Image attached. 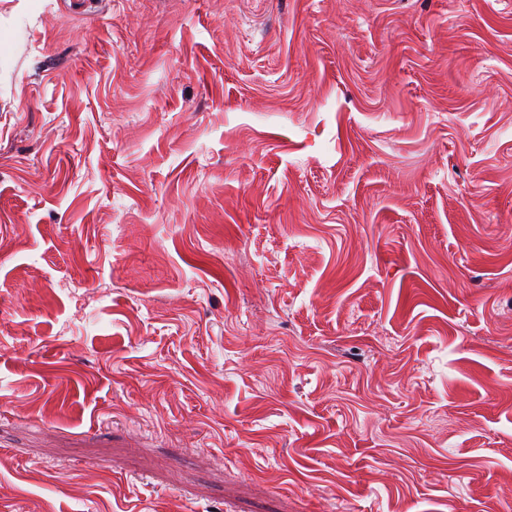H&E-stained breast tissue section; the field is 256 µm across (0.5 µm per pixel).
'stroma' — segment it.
<instances>
[{
    "label": "stroma",
    "instance_id": "obj_1",
    "mask_svg": "<svg viewBox=\"0 0 512 512\" xmlns=\"http://www.w3.org/2000/svg\"><path fill=\"white\" fill-rule=\"evenodd\" d=\"M0 512H512V0H0Z\"/></svg>",
    "mask_w": 512,
    "mask_h": 512
}]
</instances>
